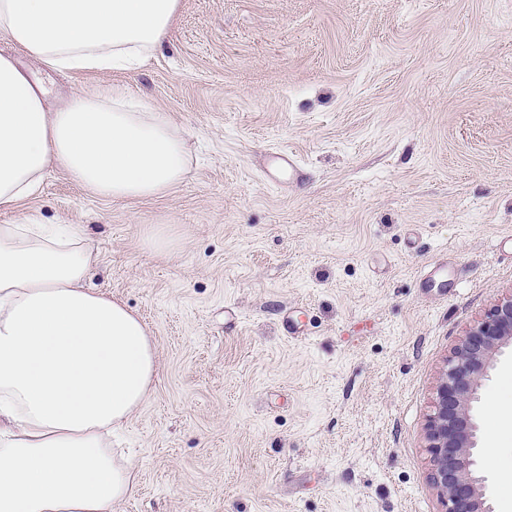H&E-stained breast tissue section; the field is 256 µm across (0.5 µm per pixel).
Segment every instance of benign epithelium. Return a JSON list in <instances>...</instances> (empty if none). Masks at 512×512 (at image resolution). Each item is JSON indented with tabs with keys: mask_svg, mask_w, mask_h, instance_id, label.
<instances>
[{
	"mask_svg": "<svg viewBox=\"0 0 512 512\" xmlns=\"http://www.w3.org/2000/svg\"><path fill=\"white\" fill-rule=\"evenodd\" d=\"M512 347V295L499 299L465 334L448 358L437 387L427 440L432 480L446 512H495L484 493L485 477L477 474L478 426L472 404L487 377L488 364Z\"/></svg>",
	"mask_w": 512,
	"mask_h": 512,
	"instance_id": "7a95c632",
	"label": "benign epithelium"
}]
</instances>
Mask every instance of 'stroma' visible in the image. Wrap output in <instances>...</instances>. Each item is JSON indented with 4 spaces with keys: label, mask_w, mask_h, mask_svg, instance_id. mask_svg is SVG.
I'll return each instance as SVG.
<instances>
[{
    "label": "stroma",
    "mask_w": 512,
    "mask_h": 512,
    "mask_svg": "<svg viewBox=\"0 0 512 512\" xmlns=\"http://www.w3.org/2000/svg\"><path fill=\"white\" fill-rule=\"evenodd\" d=\"M125 85L190 164L165 195H90L49 170L19 212L84 229L89 280L146 325L156 376L112 437L137 472L112 512H445L426 424L447 358L512 294V0H179ZM293 151L300 180L263 176ZM155 231L174 245L146 244ZM292 318L301 335L282 326ZM512 356L481 391L486 493L512 512Z\"/></svg>",
    "instance_id": "35a3bbf8"
}]
</instances>
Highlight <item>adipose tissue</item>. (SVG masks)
Returning <instances> with one entry per match:
<instances>
[{"label":"adipose tissue","instance_id":"ef3b65f1","mask_svg":"<svg viewBox=\"0 0 512 512\" xmlns=\"http://www.w3.org/2000/svg\"><path fill=\"white\" fill-rule=\"evenodd\" d=\"M179 0H0V33L59 70H134L169 34ZM45 88L0 54V208L61 167L92 195L144 199L182 180L187 144L125 86L74 93L47 111ZM80 231L33 215L0 224V512H112L136 471L105 436L155 377L141 319L86 288Z\"/></svg>","mask_w":512,"mask_h":512}]
</instances>
